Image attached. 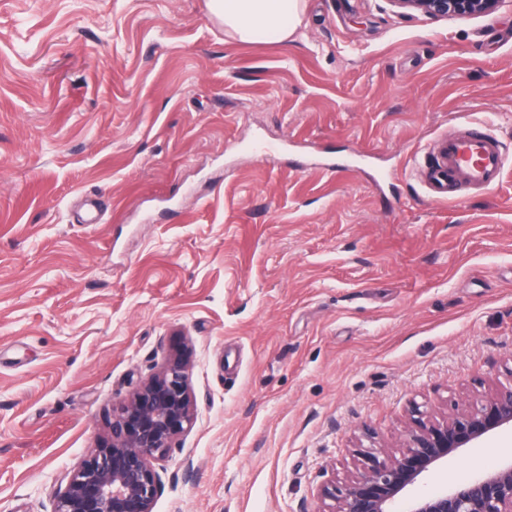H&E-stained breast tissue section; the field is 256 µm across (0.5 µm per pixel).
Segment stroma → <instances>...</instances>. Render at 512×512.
Listing matches in <instances>:
<instances>
[{
  "label": "stroma",
  "instance_id": "1",
  "mask_svg": "<svg viewBox=\"0 0 512 512\" xmlns=\"http://www.w3.org/2000/svg\"><path fill=\"white\" fill-rule=\"evenodd\" d=\"M470 122L503 181L433 200ZM185 343L153 512H315L362 426L395 451L512 379V0H306L285 44L205 0H0V512H50ZM511 459L498 430L411 492ZM393 6L417 11L432 18L467 19L495 12L502 0H389Z\"/></svg>",
  "mask_w": 512,
  "mask_h": 512
}]
</instances>
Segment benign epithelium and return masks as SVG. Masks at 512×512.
<instances>
[{"label":"benign epithelium","instance_id":"7a95c632","mask_svg":"<svg viewBox=\"0 0 512 512\" xmlns=\"http://www.w3.org/2000/svg\"><path fill=\"white\" fill-rule=\"evenodd\" d=\"M432 18L467 19L495 12L502 0H389ZM186 351H178L112 405L110 437L90 449L61 480L51 512H153L165 460L195 424ZM512 427V381L442 419L415 420L403 446L359 445L342 486L317 490L316 512H397L402 494L458 449ZM403 512H512V460L443 490L410 498Z\"/></svg>","mask_w":512,"mask_h":512}]
</instances>
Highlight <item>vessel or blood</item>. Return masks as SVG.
<instances>
[{
    "label": "vessel or blood",
    "mask_w": 512,
    "mask_h": 512,
    "mask_svg": "<svg viewBox=\"0 0 512 512\" xmlns=\"http://www.w3.org/2000/svg\"><path fill=\"white\" fill-rule=\"evenodd\" d=\"M505 164L501 141L476 125L435 140L425 184L433 197L455 199L464 186L496 188Z\"/></svg>",
    "instance_id": "obj_1"
}]
</instances>
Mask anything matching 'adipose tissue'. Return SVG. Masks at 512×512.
<instances>
[{
  "instance_id": "ef3b65f1",
  "label": "adipose tissue",
  "mask_w": 512,
  "mask_h": 512,
  "mask_svg": "<svg viewBox=\"0 0 512 512\" xmlns=\"http://www.w3.org/2000/svg\"><path fill=\"white\" fill-rule=\"evenodd\" d=\"M304 4L305 0H206V10L234 41L283 44L300 26Z\"/></svg>"
}]
</instances>
